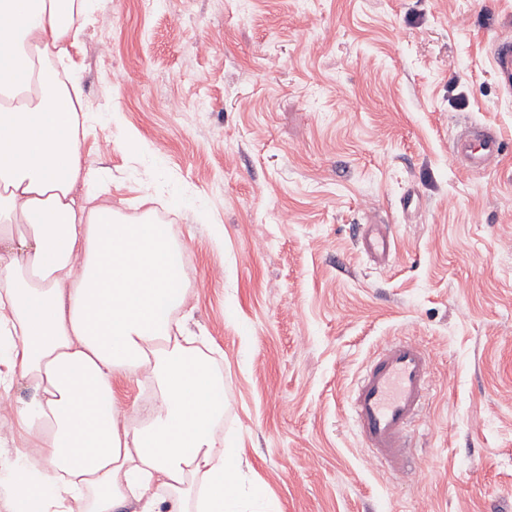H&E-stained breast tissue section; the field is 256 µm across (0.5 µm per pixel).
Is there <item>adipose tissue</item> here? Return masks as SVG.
<instances>
[{
	"label": "adipose tissue",
	"instance_id": "ef3b65f1",
	"mask_svg": "<svg viewBox=\"0 0 512 512\" xmlns=\"http://www.w3.org/2000/svg\"><path fill=\"white\" fill-rule=\"evenodd\" d=\"M92 0H0V512H280L214 430L224 386L192 356L172 227L88 205L71 55ZM153 385L150 422H120L116 375ZM26 382L29 401L15 396Z\"/></svg>",
	"mask_w": 512,
	"mask_h": 512
}]
</instances>
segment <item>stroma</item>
<instances>
[{
    "instance_id": "1",
    "label": "stroma",
    "mask_w": 512,
    "mask_h": 512,
    "mask_svg": "<svg viewBox=\"0 0 512 512\" xmlns=\"http://www.w3.org/2000/svg\"><path fill=\"white\" fill-rule=\"evenodd\" d=\"M506 35L512 0H97L72 51L82 164L121 216L174 226L220 433L284 512H512ZM471 125L504 141L477 175L451 151ZM358 224L387 225L386 264ZM398 336L434 384L392 471L346 401ZM493 70L509 90L512 89V39L499 40L491 53Z\"/></svg>"
}]
</instances>
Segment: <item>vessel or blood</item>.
Listing matches in <instances>:
<instances>
[{"mask_svg": "<svg viewBox=\"0 0 512 512\" xmlns=\"http://www.w3.org/2000/svg\"><path fill=\"white\" fill-rule=\"evenodd\" d=\"M491 63L502 84L512 89V39L495 43ZM502 151L499 136L474 127L457 136L454 158L468 172L478 173ZM358 243L368 257L388 261L392 242L379 225H361ZM431 381L430 354L408 337L387 343L356 380L349 400L351 418L358 437L382 465L395 469L408 457V428L423 409Z\"/></svg>", "mask_w": 512, "mask_h": 512, "instance_id": "obj_1", "label": "vessel or blood"}]
</instances>
